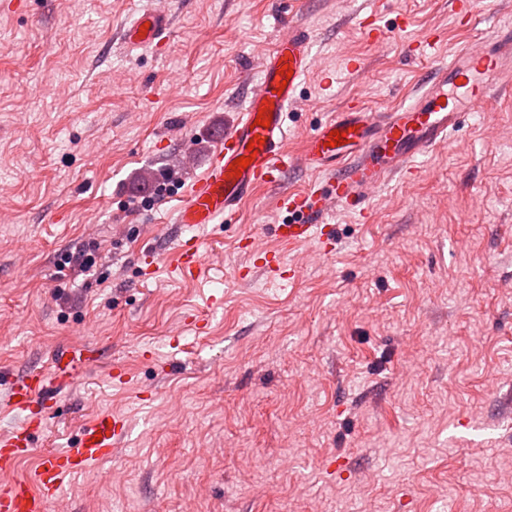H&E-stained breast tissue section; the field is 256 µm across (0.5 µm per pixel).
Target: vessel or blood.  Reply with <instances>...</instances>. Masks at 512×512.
Instances as JSON below:
<instances>
[{
  "instance_id": "b4317fda",
  "label": "vessel or blood",
  "mask_w": 512,
  "mask_h": 512,
  "mask_svg": "<svg viewBox=\"0 0 512 512\" xmlns=\"http://www.w3.org/2000/svg\"><path fill=\"white\" fill-rule=\"evenodd\" d=\"M170 13L147 9L119 35L124 49L153 48L164 42L172 28ZM308 34L294 31L280 37L265 59L261 78L230 129L218 134L217 145L203 175L184 195L176 221L188 226L219 224L235 215L259 186L278 185L285 169L302 166L323 173V180L306 191L282 194L277 205L289 218L275 227L276 247L254 253L240 280L254 271L271 277L286 273L285 251L313 242L327 248L332 238L327 217L332 208L346 207L359 218L367 216L369 196L396 177L418 175L421 157L447 143L460 118L480 111L495 81L512 73V31L491 29L475 43L458 48L446 61L434 64L422 91L407 104L389 112L360 107L341 110L320 124L304 142L299 156H290L288 110L311 66ZM291 78H284V70ZM267 119L257 125L256 117ZM345 135L344 143L330 146L332 132ZM251 162L241 174L230 166L239 157ZM177 266L185 276L200 275L204 256L198 238L182 241ZM102 359L99 347L84 343L56 352L46 369L11 376L8 406L23 414L22 423L0 434V470L34 455L36 436L45 420L40 406L57 402L63 390L78 385L85 372ZM125 431L122 418L109 414L86 424L77 446L43 454L32 477L0 484V512H46L58 500L70 475L88 471L111 458Z\"/></svg>"
}]
</instances>
